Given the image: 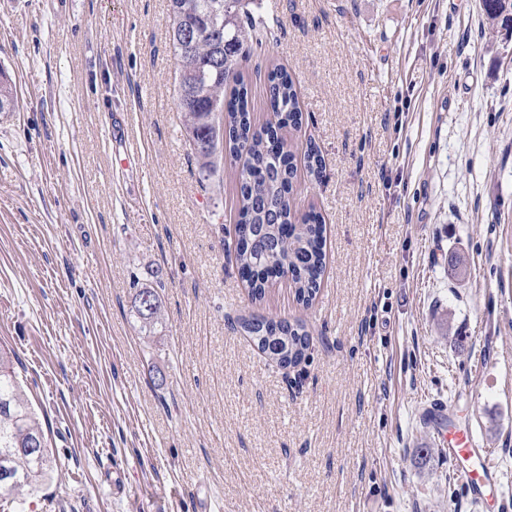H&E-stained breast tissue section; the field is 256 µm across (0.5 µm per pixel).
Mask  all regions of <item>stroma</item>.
Masks as SVG:
<instances>
[{"label": "stroma", "mask_w": 512, "mask_h": 512, "mask_svg": "<svg viewBox=\"0 0 512 512\" xmlns=\"http://www.w3.org/2000/svg\"><path fill=\"white\" fill-rule=\"evenodd\" d=\"M250 9L270 25L250 103L285 67L293 145L323 158L294 186L326 224L307 308L285 277L251 302L226 248L237 170L202 173L183 136L169 0H0V347L50 446L0 512H512V23L482 0ZM252 315L303 321L308 357L268 359ZM435 404L467 406L494 507ZM149 295L151 297V307L149 310H143L141 308V299L143 295ZM134 314L144 324H155L161 319V305L160 297L155 288L150 286H142L136 294L134 302ZM448 416V429L444 439L448 446V456L457 464V477L473 497L481 500L487 492H499L501 478L498 469L488 462L487 454L479 448L472 431L449 423L448 408L432 406L430 415L435 420Z\"/></svg>", "instance_id": "obj_1"}]
</instances>
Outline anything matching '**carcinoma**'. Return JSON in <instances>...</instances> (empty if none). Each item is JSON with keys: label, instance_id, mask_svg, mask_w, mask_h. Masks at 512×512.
I'll return each mask as SVG.
<instances>
[{"label": "carcinoma", "instance_id": "1", "mask_svg": "<svg viewBox=\"0 0 512 512\" xmlns=\"http://www.w3.org/2000/svg\"><path fill=\"white\" fill-rule=\"evenodd\" d=\"M169 37L179 33L189 46L172 43L181 86L177 96L182 131L193 144L214 137L213 105L223 106L225 150L237 168V213L233 227L235 262L257 301L277 277L288 276L295 297L309 305L326 270V227L314 208L297 213L291 192L298 169L318 179L323 159L307 144L303 154L288 148L287 130H298L303 113L295 83L283 67L268 74L267 117L258 122L249 106L243 66L249 64L267 35L268 21L254 16L249 0H233L237 10L219 9L221 0H170ZM134 314L144 324L161 319L156 289L143 286ZM242 327L271 360L295 365L308 356L312 336L300 322L245 318ZM49 458L42 423L18 380L9 352L0 348V490L23 493L42 475Z\"/></svg>", "mask_w": 512, "mask_h": 512}]
</instances>
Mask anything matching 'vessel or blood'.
Listing matches in <instances>:
<instances>
[{
    "mask_svg": "<svg viewBox=\"0 0 512 512\" xmlns=\"http://www.w3.org/2000/svg\"><path fill=\"white\" fill-rule=\"evenodd\" d=\"M444 439L449 457L457 464V477L473 497L480 499L485 493L499 490L500 474L489 463L485 451L479 448L472 431L452 424L445 432Z\"/></svg>",
    "mask_w": 512,
    "mask_h": 512,
    "instance_id": "vessel-or-blood-1",
    "label": "vessel or blood"
}]
</instances>
